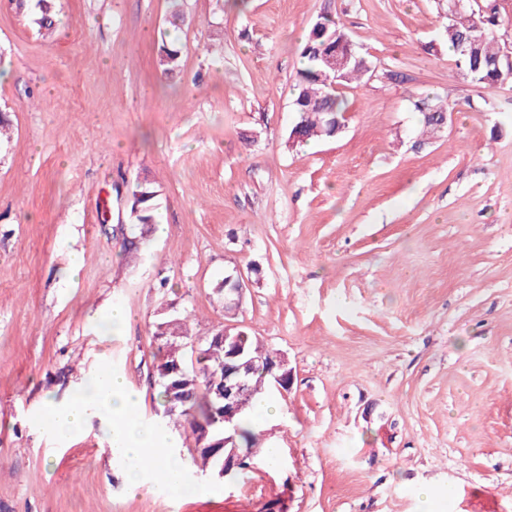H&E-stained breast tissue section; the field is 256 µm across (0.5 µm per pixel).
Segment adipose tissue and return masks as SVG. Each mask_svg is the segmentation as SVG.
<instances>
[{
  "mask_svg": "<svg viewBox=\"0 0 512 512\" xmlns=\"http://www.w3.org/2000/svg\"><path fill=\"white\" fill-rule=\"evenodd\" d=\"M139 404L138 394L128 387L124 377L105 370L92 379L88 395L48 402L42 422L59 435L73 437L89 421L98 420L108 433L112 455L125 463L129 493L148 484L168 491L183 490L190 477L182 459L172 449L170 436L163 428L140 419Z\"/></svg>",
  "mask_w": 512,
  "mask_h": 512,
  "instance_id": "ef3b65f1",
  "label": "adipose tissue"
}]
</instances>
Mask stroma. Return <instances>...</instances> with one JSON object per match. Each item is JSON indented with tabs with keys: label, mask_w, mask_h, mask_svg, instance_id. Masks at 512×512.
Instances as JSON below:
<instances>
[{
	"label": "stroma",
	"mask_w": 512,
	"mask_h": 512,
	"mask_svg": "<svg viewBox=\"0 0 512 512\" xmlns=\"http://www.w3.org/2000/svg\"><path fill=\"white\" fill-rule=\"evenodd\" d=\"M325 13L374 72L344 88L336 138L294 149ZM58 19L46 38L0 0V512H419L424 486L438 512H512V85L463 78L437 0H58ZM420 99L453 112L435 137ZM143 179L165 229L132 262ZM236 269L238 326L293 374L258 435L276 465L223 484L175 429L191 491L131 494L99 422L42 425L110 369L167 426L152 326L193 311L202 345ZM115 305L131 319L105 329ZM180 50L172 44L162 40L159 47L157 65L165 75H174L180 70L181 66ZM236 277L233 288H224V285H218L215 292L224 300V308L230 307L237 310L243 300L244 292L246 290V283L241 273L237 276L228 275L227 283L231 282Z\"/></svg>",
	"instance_id": "stroma-1"
}]
</instances>
